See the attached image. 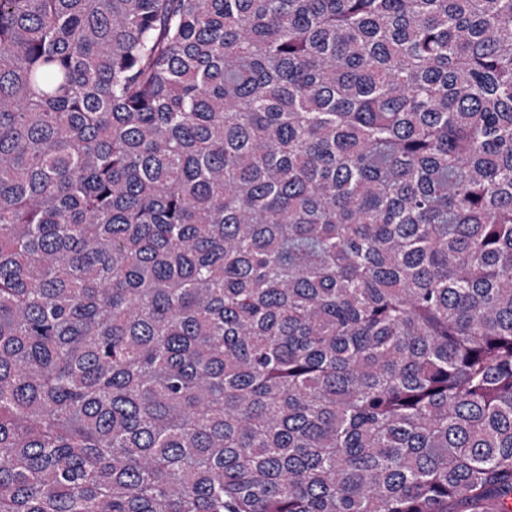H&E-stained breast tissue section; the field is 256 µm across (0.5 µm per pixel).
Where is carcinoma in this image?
Listing matches in <instances>:
<instances>
[{
  "label": "carcinoma",
  "instance_id": "cac0c4a2",
  "mask_svg": "<svg viewBox=\"0 0 512 512\" xmlns=\"http://www.w3.org/2000/svg\"><path fill=\"white\" fill-rule=\"evenodd\" d=\"M0 512H512V0H0Z\"/></svg>",
  "mask_w": 512,
  "mask_h": 512
}]
</instances>
